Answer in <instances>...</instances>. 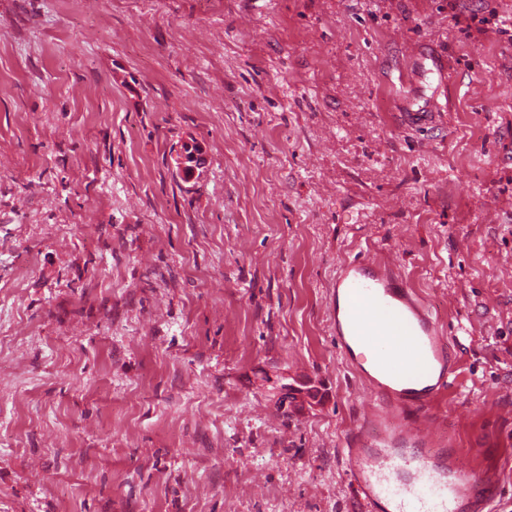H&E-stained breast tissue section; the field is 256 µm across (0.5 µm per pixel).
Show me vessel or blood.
Instances as JSON below:
<instances>
[{"instance_id":"1","label":"vessel or blood","mask_w":512,"mask_h":512,"mask_svg":"<svg viewBox=\"0 0 512 512\" xmlns=\"http://www.w3.org/2000/svg\"><path fill=\"white\" fill-rule=\"evenodd\" d=\"M339 349L380 402L347 451L363 512H491L492 484L452 448L425 449L449 386L447 345L423 298L390 262L342 265L331 291Z\"/></svg>"}]
</instances>
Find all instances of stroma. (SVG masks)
Here are the masks:
<instances>
[{
  "instance_id": "stroma-1",
  "label": "stroma",
  "mask_w": 512,
  "mask_h": 512,
  "mask_svg": "<svg viewBox=\"0 0 512 512\" xmlns=\"http://www.w3.org/2000/svg\"><path fill=\"white\" fill-rule=\"evenodd\" d=\"M488 7L512 17L0 0V512H361L375 399L330 289L363 255L447 333L428 448L512 512V39L464 32Z\"/></svg>"
}]
</instances>
